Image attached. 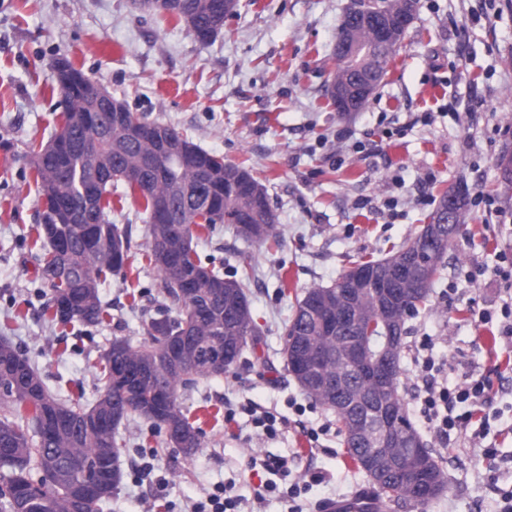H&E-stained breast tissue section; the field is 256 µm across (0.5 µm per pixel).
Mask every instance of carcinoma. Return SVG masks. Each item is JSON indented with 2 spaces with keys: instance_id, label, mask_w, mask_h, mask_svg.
<instances>
[{
  "instance_id": "1",
  "label": "carcinoma",
  "mask_w": 512,
  "mask_h": 512,
  "mask_svg": "<svg viewBox=\"0 0 512 512\" xmlns=\"http://www.w3.org/2000/svg\"><path fill=\"white\" fill-rule=\"evenodd\" d=\"M131 3L140 13L171 16L201 44L223 29L213 18L224 0H180L174 7L162 0ZM337 40L330 84L351 88L371 75L386 76L395 52L380 49L379 32L373 25L344 19ZM64 102L59 130L68 135L72 155L61 167L41 146L32 150L30 161L33 179L43 195L35 243L43 251L38 277L49 288L44 313L62 325L97 326L106 320L108 312L99 288L123 273L131 250L128 232L107 219L112 209L108 186L114 182L123 183L126 194L149 216L156 199L169 201L172 223L150 221L146 225V258L161 274V292L177 306L178 313L145 319L143 338L136 344L112 340L101 355L103 392L89 409L54 395L30 359L0 338V512H88L92 508L98 512L108 497L88 500L82 493L84 474L97 473L109 485L121 482L124 442L119 426L124 421L151 422L165 430L166 445L187 455L202 447L178 391L194 385L199 377L226 373L248 345L257 341L259 330L248 298L252 267L244 264L227 274L221 266L206 265L194 241L210 234L216 224L235 225L239 237L249 243L278 241V216L266 189L246 167L220 160L165 126L163 131L172 142L192 145L199 159L196 166L178 164L170 149L159 142L132 138L127 126L115 123L110 112L99 113L94 127L83 125L81 115L92 107L88 94L66 93ZM128 169L138 170L137 180L121 177ZM467 197V186L450 187L430 214L429 223L396 252L355 262L334 284L307 288L296 298L294 315L285 327L283 354L288 369L303 394L334 411L347 455L362 471L373 446L350 435L340 401L360 399L357 408L364 414L378 410L381 402L371 395L364 376L343 365L338 352L348 340L360 336L376 354L389 337L397 344L393 362L396 372H401L405 323L418 306L428 302L454 238L445 239L432 255L422 249L421 242L432 235L433 225L444 221L450 200L457 223L464 224ZM60 203L71 210L72 223L57 222ZM89 220L95 222L91 245L84 233ZM400 266L406 274L398 297L384 299L363 286L348 304L346 318L336 320V294L358 287L354 271L378 279ZM386 307L400 324L379 319L378 310ZM306 340L315 344L331 376L343 375L342 384L320 388L298 373L294 357ZM120 360L133 369L131 377L114 376ZM387 397L411 434L420 436L406 414L400 380H395ZM425 452L430 468L421 483L395 472L387 480V493L374 475L366 473L379 497L420 504L438 498L448 479L438 451L427 447Z\"/></svg>"
}]
</instances>
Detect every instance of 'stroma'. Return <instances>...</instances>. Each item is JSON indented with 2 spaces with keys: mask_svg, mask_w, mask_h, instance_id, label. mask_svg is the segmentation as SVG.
Masks as SVG:
<instances>
[{
  "mask_svg": "<svg viewBox=\"0 0 512 512\" xmlns=\"http://www.w3.org/2000/svg\"><path fill=\"white\" fill-rule=\"evenodd\" d=\"M348 2L240 0L203 45L130 0H0V337L59 398L92 407L113 338L140 340L144 318L177 308L144 256L146 216L120 186L108 218L130 234L131 259L101 290L105 323L44 318L30 148L48 141L62 110L52 58L66 54L132 112L246 166L278 215V247L248 244L231 224L199 240L202 260L230 272L249 256L260 340L224 376L181 391L203 443L193 454L165 448L164 431L147 421L120 425L123 477L103 512H194L217 486L240 496L242 512H321L330 499L374 497L345 454L335 413L307 399L288 372L284 327L304 289L387 256L460 181L469 189L466 222L427 304L406 321L401 362L409 417L442 453L451 483L428 506L394 500L386 512H501L512 494V336L502 333L512 322V277L498 271L512 260V184L499 167L512 152V0H419L368 105L343 115L326 88ZM426 356L449 386L483 379L490 399L445 439L420 413ZM246 404L284 417L275 438L254 427ZM270 455L286 461L285 472L264 467ZM269 481L277 491L258 497ZM294 483L301 494L292 502L285 491Z\"/></svg>",
  "mask_w": 512,
  "mask_h": 512,
  "instance_id": "1",
  "label": "stroma"
}]
</instances>
